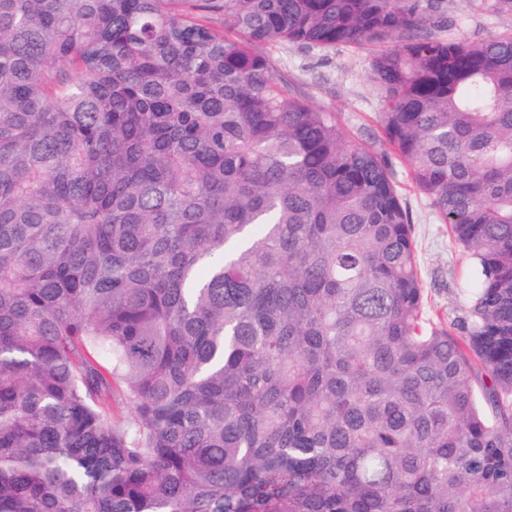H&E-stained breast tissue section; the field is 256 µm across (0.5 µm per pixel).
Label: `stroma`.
<instances>
[{
    "label": "stroma",
    "instance_id": "stroma-1",
    "mask_svg": "<svg viewBox=\"0 0 512 512\" xmlns=\"http://www.w3.org/2000/svg\"><path fill=\"white\" fill-rule=\"evenodd\" d=\"M264 52L277 71L288 74L307 89L314 106L337 113L352 137L385 151L377 118L380 99L369 77V51L307 50L272 44L265 46ZM394 170L414 214L428 314L434 322L452 327L464 317L467 307L459 282L468 257L453 240L449 226L435 217L426 198L416 190L406 167L398 162Z\"/></svg>",
    "mask_w": 512,
    "mask_h": 512
}]
</instances>
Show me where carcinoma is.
Returning <instances> with one entry per match:
<instances>
[{
    "instance_id": "1",
    "label": "carcinoma",
    "mask_w": 512,
    "mask_h": 512,
    "mask_svg": "<svg viewBox=\"0 0 512 512\" xmlns=\"http://www.w3.org/2000/svg\"><path fill=\"white\" fill-rule=\"evenodd\" d=\"M0 0V512H512V0ZM394 43L390 159L261 48ZM128 407L125 421L114 409ZM511 29V15H501L495 18L475 15L470 17L468 21L456 32L467 37H488ZM397 184L414 214V234L419 249V267L430 318L451 327L465 316L466 296L459 282L469 260L452 238L450 228L432 213L428 201L414 187L406 167L392 157Z\"/></svg>"
}]
</instances>
